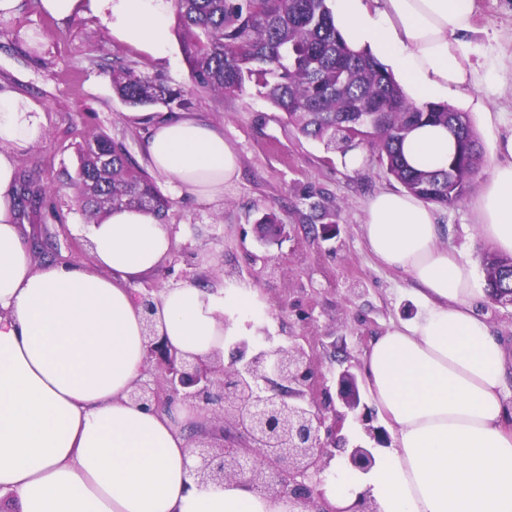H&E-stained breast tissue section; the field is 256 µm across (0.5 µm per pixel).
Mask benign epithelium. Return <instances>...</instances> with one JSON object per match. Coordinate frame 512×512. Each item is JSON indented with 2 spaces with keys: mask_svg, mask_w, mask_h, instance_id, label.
Wrapping results in <instances>:
<instances>
[{
  "mask_svg": "<svg viewBox=\"0 0 512 512\" xmlns=\"http://www.w3.org/2000/svg\"><path fill=\"white\" fill-rule=\"evenodd\" d=\"M145 315L150 367L135 383L129 399L145 408L188 403L211 415V431L192 438L195 475L202 484L245 479L255 492L303 512H338L322 491V474L340 448L348 465L366 471L375 463L373 449L347 448L338 436L347 409L360 408L356 375L350 367L337 376L336 394L315 385L314 346L295 336L287 347L265 348L248 336L231 345V360L206 364L186 360L154 335L153 289L137 293ZM374 444L388 446L389 435L372 425L368 408L357 416Z\"/></svg>",
  "mask_w": 512,
  "mask_h": 512,
  "instance_id": "benign-epithelium-1",
  "label": "benign epithelium"
}]
</instances>
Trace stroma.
I'll use <instances>...</instances> for the list:
<instances>
[{
	"label": "stroma",
	"mask_w": 512,
	"mask_h": 512,
	"mask_svg": "<svg viewBox=\"0 0 512 512\" xmlns=\"http://www.w3.org/2000/svg\"><path fill=\"white\" fill-rule=\"evenodd\" d=\"M476 27L488 52L512 54V9L505 0H479ZM116 56L171 86L190 85L176 34L168 36L167 57L155 60L116 44L93 16L59 22L42 14L35 0H21L15 13L0 16V87L35 101L46 122L43 141L20 155L18 168L39 170L51 193L39 212L25 214L21 221L32 237L51 235L59 254L77 264L91 259L78 231L89 219L74 200L78 144L104 135L122 142L140 165L148 163L147 126L131 123L127 106L112 89L111 75L94 64ZM484 106L512 113V93L483 87L458 95L456 108L469 117L481 161L468 195L435 208L440 245L473 261L482 276L487 273L483 258L491 248L478 235L472 203L491 168L490 134L480 115ZM187 113L223 128L239 154L240 176L220 202L176 196L165 179L156 178L170 201L165 222L179 241L173 254L141 280V287L160 288L179 279L200 288L257 292L264 312L250 325L256 342L276 348L292 336H313L318 385L335 389V347L345 348L353 372H361L372 337L422 311L409 276L379 265L363 236L367 198L379 190H399V183L387 175L370 145L357 148L362 164L351 167L347 155L302 136L252 85L224 95H193ZM317 202L326 208V223L336 227L335 238L328 241L302 229ZM267 213L288 225V238L266 243L255 237L253 226Z\"/></svg>",
	"instance_id": "35a3bbf8"
}]
</instances>
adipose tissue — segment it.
<instances>
[{"label": "adipose tissue", "instance_id": "ef3b65f1", "mask_svg": "<svg viewBox=\"0 0 512 512\" xmlns=\"http://www.w3.org/2000/svg\"><path fill=\"white\" fill-rule=\"evenodd\" d=\"M56 20L94 16L112 38L160 58L173 0H37ZM353 49H370L407 99L454 103L467 88L512 83L500 56L476 60L477 0H332ZM491 173L474 203L483 241L512 256V118L486 115ZM149 126L145 152L176 193L223 199L239 157L218 125L135 112ZM45 134L30 98L0 90V501L11 512H290L246 481L198 484L191 431L203 411L178 403L145 409L128 393L147 367L145 316L134 286L173 252L176 237L146 209L119 207L88 228L92 260L41 263L20 224L19 154ZM454 140L441 127L412 130L414 168H446ZM363 234L382 266L408 274L424 312L374 337L363 373L389 433L366 473L343 470L322 486L337 512L359 496L380 512H512V404L499 336L475 309V266L438 243L435 210L405 191L365 204ZM257 294L183 282L163 288L152 314L178 353L210 362L243 335Z\"/></svg>", "mask_w": 512, "mask_h": 512}]
</instances>
